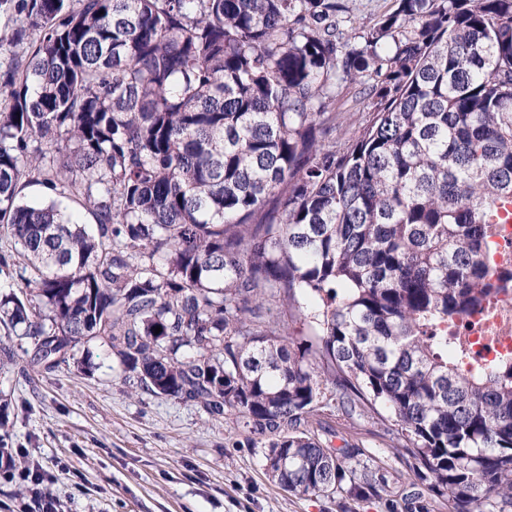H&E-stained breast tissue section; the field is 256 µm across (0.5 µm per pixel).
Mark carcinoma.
I'll use <instances>...</instances> for the list:
<instances>
[{
  "label": "carcinoma",
  "mask_w": 512,
  "mask_h": 512,
  "mask_svg": "<svg viewBox=\"0 0 512 512\" xmlns=\"http://www.w3.org/2000/svg\"><path fill=\"white\" fill-rule=\"evenodd\" d=\"M8 2L29 28L0 32V324L31 366L115 355L236 419L284 489L380 498L308 429L328 382L387 410L448 512L512 509V367L448 339L494 292L487 215L512 201V0H394L350 36L340 0ZM348 81L370 113L338 146ZM278 297L315 354L265 319ZM274 315L277 314L281 323L288 326L290 336L294 341V347L310 348L314 351L318 343V330L309 318L300 315L295 306L288 305L285 301L277 300L271 306Z\"/></svg>",
  "instance_id": "cac0c4a2"
}]
</instances>
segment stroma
Listing matches in <instances>:
<instances>
[{
  "label": "stroma",
  "instance_id": "obj_1",
  "mask_svg": "<svg viewBox=\"0 0 512 512\" xmlns=\"http://www.w3.org/2000/svg\"><path fill=\"white\" fill-rule=\"evenodd\" d=\"M338 28L354 34L393 8V0H341ZM357 85L336 91V139L344 143L368 117ZM28 355L0 372V446L17 468L40 463L55 479L42 489L63 512H387L378 502L301 497L271 481L262 448L248 444L229 418L211 419L193 403L135 390L118 358L88 369L29 370ZM312 432L324 447L359 448L384 477L389 497L415 493L408 458L385 409L353 415L319 409ZM78 478L58 474V465Z\"/></svg>",
  "mask_w": 512,
  "mask_h": 512
}]
</instances>
